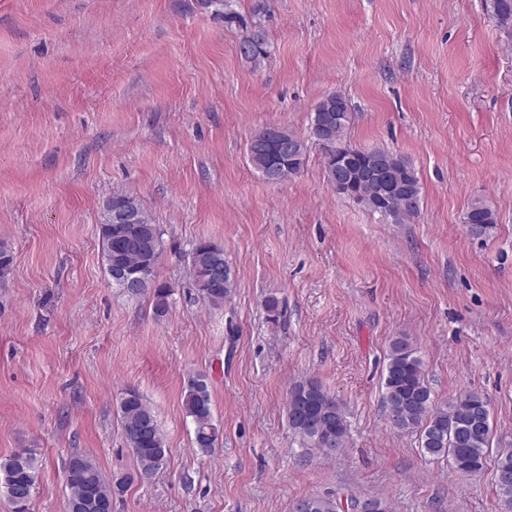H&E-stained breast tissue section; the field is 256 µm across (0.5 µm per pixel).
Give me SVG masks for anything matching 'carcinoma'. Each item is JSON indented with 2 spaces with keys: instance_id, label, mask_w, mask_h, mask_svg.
I'll return each instance as SVG.
<instances>
[{
  "instance_id": "1",
  "label": "carcinoma",
  "mask_w": 512,
  "mask_h": 512,
  "mask_svg": "<svg viewBox=\"0 0 512 512\" xmlns=\"http://www.w3.org/2000/svg\"><path fill=\"white\" fill-rule=\"evenodd\" d=\"M489 17L497 27L512 31V0H485ZM243 41L250 51L244 58L254 64L268 56V34L259 22L250 24ZM351 120L348 103L334 93L324 96L316 105L310 124V139L321 146L325 143L345 144V133ZM278 132L300 141L292 155L281 151L272 141L266 150L248 151L249 161L263 179L284 182L301 173L307 163L308 143L304 138L283 128ZM327 182L337 195L378 215L387 224H407L420 211L421 183L410 162L402 156L381 149L363 148L349 158L324 157ZM134 210L140 215L135 231L128 235L125 225L109 223L110 214L117 210ZM471 235L487 237L496 224L494 211L483 201L471 204L464 216ZM107 270L120 262L133 272L147 276V285L139 291L153 292V312L158 318L169 310L170 289L158 282V269L164 252L162 233L152 222L139 199L131 195L112 196L106 214L99 224ZM224 255V249L210 242L195 246L191 253L190 274L200 299L219 307L231 295L236 277L229 264H224V278L212 281L207 266L214 254ZM383 406L391 427L401 433L414 434L423 453L446 458L462 474L483 470L490 447V401L482 393L465 389L448 402L434 399L425 380L423 362L417 348L405 336L391 341L383 377ZM183 406L194 425V444L203 453L216 448L218 430L207 383L195 377L189 379L184 391ZM121 426L135 460V469L158 473L167 462L166 447L158 420L143 396L128 389L119 402ZM286 416L291 431L312 448L331 457L344 448L348 437L345 410L320 383L309 380L294 385L286 402ZM506 471L509 479L495 481V488L504 506L512 512V448L499 450L495 472ZM37 452L27 449L0 459V492L18 512L27 506L36 492L39 478ZM134 482L128 475L111 485L96 464L87 456L75 453L66 467L67 503L76 497L103 499L108 493H122ZM308 512H342L340 499L307 497Z\"/></svg>"
}]
</instances>
